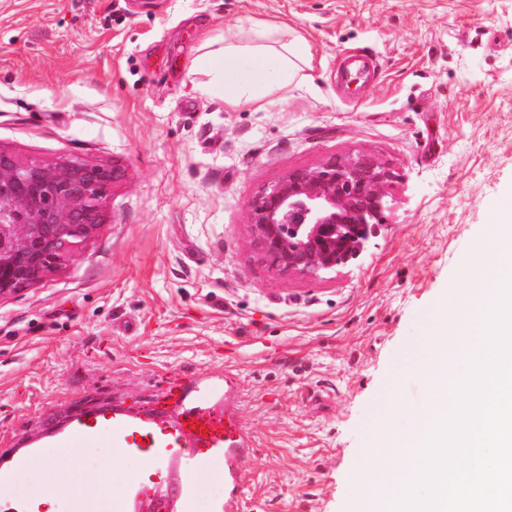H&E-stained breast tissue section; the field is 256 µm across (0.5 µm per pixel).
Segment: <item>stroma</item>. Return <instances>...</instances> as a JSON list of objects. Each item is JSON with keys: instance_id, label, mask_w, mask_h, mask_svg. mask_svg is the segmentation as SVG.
Here are the masks:
<instances>
[{"instance_id": "35a3bbf8", "label": "stroma", "mask_w": 512, "mask_h": 512, "mask_svg": "<svg viewBox=\"0 0 512 512\" xmlns=\"http://www.w3.org/2000/svg\"><path fill=\"white\" fill-rule=\"evenodd\" d=\"M301 36L310 58L261 101L224 102L206 44ZM379 65L355 96L341 58ZM0 149L117 166L105 222L63 267L0 302V505L95 512L137 456L57 457L62 486L13 460L113 402L148 408L172 371L224 384L255 452L243 512H353L366 448L426 402L433 314L512 193V0H0ZM390 165V210L336 272H279L248 206L332 157Z\"/></svg>"}]
</instances>
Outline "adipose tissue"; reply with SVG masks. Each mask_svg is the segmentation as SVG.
Returning <instances> with one entry per match:
<instances>
[{"instance_id": "1", "label": "adipose tissue", "mask_w": 512, "mask_h": 512, "mask_svg": "<svg viewBox=\"0 0 512 512\" xmlns=\"http://www.w3.org/2000/svg\"><path fill=\"white\" fill-rule=\"evenodd\" d=\"M272 35V30L262 28L256 30L254 43L240 45L228 39L222 51L198 57L199 67L214 72L234 64L248 69L247 77L225 80L224 101L229 106L251 104L260 91L277 86L297 74L299 62L309 51L307 43L296 37L277 49L269 44Z\"/></svg>"}]
</instances>
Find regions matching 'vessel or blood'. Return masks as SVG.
<instances>
[{"label": "vessel or blood", "mask_w": 512, "mask_h": 512, "mask_svg": "<svg viewBox=\"0 0 512 512\" xmlns=\"http://www.w3.org/2000/svg\"><path fill=\"white\" fill-rule=\"evenodd\" d=\"M196 422L201 423V431L193 430ZM57 448H108L116 457L139 454L150 471L170 459L182 460L179 494L150 493L145 477L140 475L113 493L112 512H136L145 499L153 512H194L195 472L206 459L216 457L224 461V499L216 512H241L243 477L239 464L254 451L234 407L200 396L198 387L177 374L170 376L150 409L135 411L116 403L108 419H77L67 431L40 445L48 455Z\"/></svg>", "instance_id": "vessel-or-blood-1"}]
</instances>
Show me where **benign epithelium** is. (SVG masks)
<instances>
[{"instance_id":"obj_1","label":"benign epithelium","mask_w":512,"mask_h":512,"mask_svg":"<svg viewBox=\"0 0 512 512\" xmlns=\"http://www.w3.org/2000/svg\"><path fill=\"white\" fill-rule=\"evenodd\" d=\"M120 177L78 159L44 163L0 150V301L58 271L104 224ZM392 171L364 156L285 174L249 208L251 244L273 266L302 275L356 259L385 223Z\"/></svg>"}]
</instances>
